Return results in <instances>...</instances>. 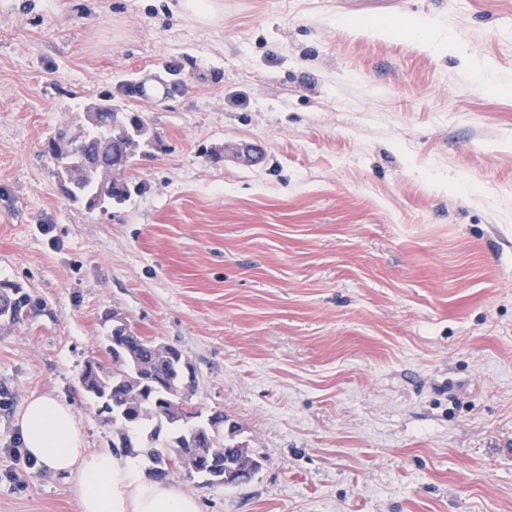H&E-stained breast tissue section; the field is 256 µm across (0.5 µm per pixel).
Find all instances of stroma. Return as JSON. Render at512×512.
<instances>
[{"mask_svg": "<svg viewBox=\"0 0 512 512\" xmlns=\"http://www.w3.org/2000/svg\"><path fill=\"white\" fill-rule=\"evenodd\" d=\"M180 2L0 0V280L40 302L0 326V512H80L13 421L53 392L111 449L115 310L265 458L171 476L202 512H512V0ZM106 99L162 147L91 209L42 152Z\"/></svg>", "mask_w": 512, "mask_h": 512, "instance_id": "35a3bbf8", "label": "stroma"}]
</instances>
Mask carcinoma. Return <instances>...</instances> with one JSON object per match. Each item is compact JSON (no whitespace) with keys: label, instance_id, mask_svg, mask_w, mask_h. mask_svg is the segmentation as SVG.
<instances>
[{"label":"carcinoma","instance_id":"carcinoma-1","mask_svg":"<svg viewBox=\"0 0 512 512\" xmlns=\"http://www.w3.org/2000/svg\"><path fill=\"white\" fill-rule=\"evenodd\" d=\"M78 129L64 149L56 142L45 149L48 163L58 175L62 191L73 201L94 208L108 200L121 202L128 184L117 178L146 147L160 139L137 112H125L99 103L71 114ZM39 307L23 285L0 281V324H17ZM112 366L87 364L81 375L84 391L98 404L99 413L116 425L120 447L153 464L158 479L173 475L168 463L177 461L180 474L201 477L208 483L241 484L238 473L250 464L261 469L262 458L237 439L238 427L227 415L215 412L201 421L188 419L191 394L182 363L188 361L178 347L138 335L126 317L108 326L102 337ZM140 432L131 439L128 430Z\"/></svg>","mask_w":512,"mask_h":512}]
</instances>
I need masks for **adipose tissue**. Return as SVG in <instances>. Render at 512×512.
<instances>
[{
  "instance_id": "ef3b65f1",
  "label": "adipose tissue",
  "mask_w": 512,
  "mask_h": 512,
  "mask_svg": "<svg viewBox=\"0 0 512 512\" xmlns=\"http://www.w3.org/2000/svg\"><path fill=\"white\" fill-rule=\"evenodd\" d=\"M14 426L28 457L46 475L70 477L80 512H202L195 496L153 478L138 457L89 451L67 398L32 394Z\"/></svg>"
}]
</instances>
